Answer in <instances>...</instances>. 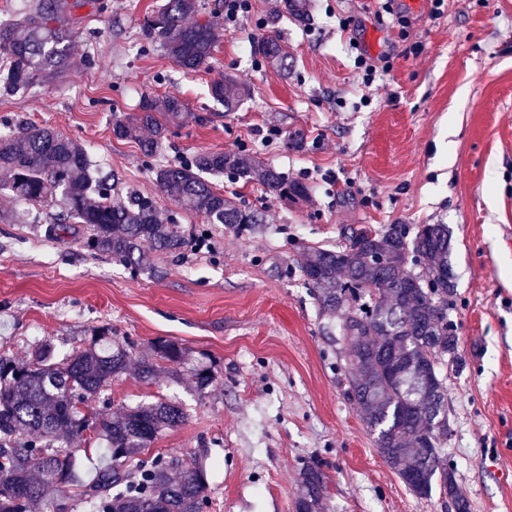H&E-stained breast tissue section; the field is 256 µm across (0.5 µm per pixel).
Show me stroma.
<instances>
[{
	"instance_id": "35a3bbf8",
	"label": "stroma",
	"mask_w": 512,
	"mask_h": 512,
	"mask_svg": "<svg viewBox=\"0 0 512 512\" xmlns=\"http://www.w3.org/2000/svg\"><path fill=\"white\" fill-rule=\"evenodd\" d=\"M105 2V12L71 15L72 67L62 78L0 94V131L53 127L84 143L121 191L167 213L172 197L138 145L113 136L112 122L136 111L144 93L175 96L195 117L170 129L156 162L247 150L307 185L310 199H270L259 182L217 177L261 209L262 233L184 213L190 245L155 254L137 274L73 237L48 236L51 208L0 224V353L23 359L47 342L61 355L106 325L137 356L173 339L209 358L216 380L205 393L166 363L148 384L128 366L108 392L115 415L140 402L184 408L183 424L162 431L150 453H207L203 512H294L307 463L327 476L326 512H455L450 500L414 495L379 455L298 269L303 251L340 245L348 227L444 224L454 274L448 319L459 336L445 367L446 450L469 512H512V0H444L437 17L431 0H397L403 29L378 16L377 0H309L301 17L282 0H253L236 30L222 32L211 69L191 74L143 30L162 0ZM269 30L286 68L252 52ZM361 51L391 58L368 88L355 65ZM224 77L246 91L231 112L210 95ZM268 128L277 131L269 143ZM294 130L302 148L285 140Z\"/></svg>"
}]
</instances>
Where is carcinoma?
<instances>
[{
    "label": "carcinoma",
    "mask_w": 512,
    "mask_h": 512,
    "mask_svg": "<svg viewBox=\"0 0 512 512\" xmlns=\"http://www.w3.org/2000/svg\"><path fill=\"white\" fill-rule=\"evenodd\" d=\"M89 6L101 13L104 0H34L20 17L0 22V91L15 94L42 86L70 64L74 31L67 15ZM199 11L197 0H165L144 18L146 35L158 41L178 67L195 72L211 65L220 31L214 21L187 22ZM254 53L268 61L280 56L275 35L260 36ZM211 96L224 110L243 97L230 79L211 84ZM184 101L145 96L139 111L112 123L118 140L138 138L146 127L153 138L141 153L155 157L169 128L190 117ZM157 187L177 207L207 224L253 233L261 211L240 205L217 191L209 177L228 173L257 180L280 201L305 199L308 187L244 150L202 151L177 164L150 166ZM0 171L7 190L27 204L58 210L48 233L81 237L93 256L116 260L133 272L152 264L144 250L176 253L187 247L177 213L161 215L153 200L124 194L115 176L102 173L78 141L48 127L27 126L0 133ZM334 249L303 253L298 267L328 322L339 320L348 394L374 435L384 462L416 496L440 491L468 512L455 469L448 462L446 376L442 367L458 348L448 315L438 306L454 290L448 264L451 236L446 224H404L380 229L363 224L344 235ZM187 349L161 340L154 355L138 360L143 380L156 375L158 362L183 365ZM132 360V347L112 336V328L91 330V339L57 359L51 346L38 347L18 362L0 354V512H65L76 500L84 512H202L206 501L203 461L173 454L135 455L150 448L158 433L182 424L184 409L171 402L128 406L112 417L91 407ZM197 391L214 381L211 367L194 369ZM92 428L109 462L86 482L79 476L70 440ZM326 476L317 464L299 472L295 512H324Z\"/></svg>",
    "instance_id": "1"
}]
</instances>
